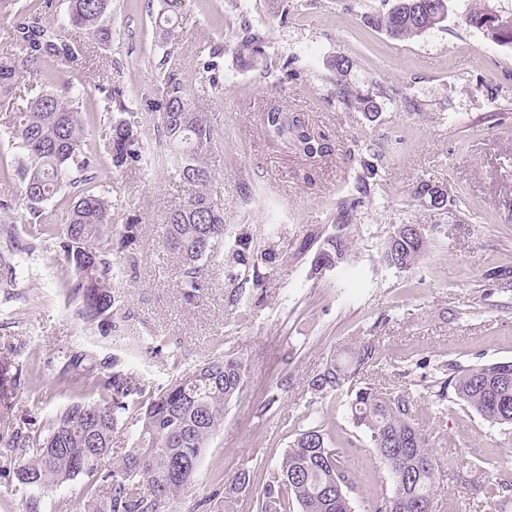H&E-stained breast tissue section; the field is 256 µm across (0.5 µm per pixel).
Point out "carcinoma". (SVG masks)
Masks as SVG:
<instances>
[{
    "label": "carcinoma",
    "mask_w": 512,
    "mask_h": 512,
    "mask_svg": "<svg viewBox=\"0 0 512 512\" xmlns=\"http://www.w3.org/2000/svg\"><path fill=\"white\" fill-rule=\"evenodd\" d=\"M178 0H162L156 25L163 37L174 32L172 19ZM50 0L18 7V0H0V15L14 16L6 31L10 49L0 53V98L16 95L25 77L46 83L18 109L7 126L8 138L22 154L12 170L0 164V173L20 180L28 223L38 235L60 240L73 272L71 298L80 304L84 320H106L117 328L128 318L122 311L113 281L124 271L140 234V219L128 204H117L111 192L98 189V172L136 174L148 170L150 146L141 139L138 113L128 104L122 87L110 80L94 82L93 91L105 103L109 131L102 144L85 136L91 114H82L89 82H68L62 89L48 85L52 66L79 65L81 45L68 26L84 31L100 45L112 43L108 17L112 0H69L68 25L46 22ZM448 0H396L371 24L393 39H409L442 23ZM264 33L243 21L236 31L234 53L242 66L262 56ZM172 46L163 54L159 84L142 98L147 110L159 113L158 144L168 153L169 178L192 187V193L169 208L157 224L161 247L176 260L177 287L188 303L197 302L209 288L207 263L223 259L224 277L231 288L229 302L237 304L262 287L277 262V250H258L246 224L224 223V208L212 193L215 173L206 161L218 137L207 113L200 109L198 91L187 83ZM224 47L199 49L194 70L202 90H224L220 60ZM283 85L298 78L284 59L264 70V78ZM336 100L346 109L363 104L375 108L347 87L336 84ZM264 134L308 158L333 151L325 133L311 131L305 115L271 104L262 113ZM349 156L356 162L351 198L339 206L350 216L370 197L379 178L382 155L363 151L353 142ZM440 188L419 182L414 196L437 200ZM71 202L64 223H56L49 207ZM432 231L422 224H397L385 243L380 260L403 272L426 255ZM350 225L336 224L328 234H307L296 256L311 255L310 270L320 274L334 269L350 252ZM379 364V351L371 341L347 343L317 373L305 381L314 403L329 395L348 397V419L374 448L386 469L390 491L372 502L370 512H437V481L441 462L434 443L415 423V396L408 390L388 391L362 381L364 372ZM73 374L60 381L69 385L91 382L97 399L74 401L48 418L31 435H13L10 448H26L14 468L20 485L33 492L84 477L91 486L85 512H199L195 502L177 510L193 482L200 459L224 426V409L245 389L241 359L225 355L205 360L145 396L132 384L117 360L102 373L81 356H69ZM435 391L438 405L450 401L479 415L492 426L512 430V360L474 365H452L442 377L425 386ZM140 415L141 428L131 448L118 459L110 457L118 414ZM301 416L294 440L282 457L279 472L261 488L255 487L254 468L241 466L219 484L224 512H234L239 499L251 495L256 512H355L351 492L356 478L346 461L329 444L322 426ZM490 472L482 481H469L473 500L490 512H512V473L486 460Z\"/></svg>",
    "instance_id": "1"
}]
</instances>
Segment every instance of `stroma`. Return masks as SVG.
Returning a JSON list of instances; mask_svg holds the SVG:
<instances>
[{"label": "stroma", "mask_w": 512, "mask_h": 512, "mask_svg": "<svg viewBox=\"0 0 512 512\" xmlns=\"http://www.w3.org/2000/svg\"><path fill=\"white\" fill-rule=\"evenodd\" d=\"M484 2L512 15V0H450L445 22L397 41L366 23L392 0H281L274 8L268 0H181L183 22L172 41L182 67L201 46H224V90L202 100L221 134L207 157L213 193L225 223L248 225L256 244L274 242L279 260L263 288L233 306L224 265L212 261L207 293L186 304L156 225L188 196V187L170 181L160 161L123 178L101 169L99 184L129 199L142 222L127 271L113 283L131 313L119 337L109 325L79 317L62 249L37 238L20 182L0 176V203L16 217L10 236H0V414L9 416L11 432L31 434L72 401L93 399L90 386L58 383L64 352L86 354L103 366L119 361L148 389L200 361L239 356L247 388L227 405L224 428L205 451L189 492L190 500L206 502L205 512H224L223 500L213 496L218 479L244 464L256 466L260 485L276 474L304 410L303 381L340 345L374 340L380 363L368 380L388 389L419 383L435 365L512 360V287L485 278L492 268H512V46L468 24L470 11ZM155 17L154 0H112L111 45L84 42L80 69L58 67L53 81L58 87L87 77L121 85L135 96L147 143L155 140L158 119L136 96L151 91L160 76L163 41ZM243 18L264 31L265 61L289 58L300 79L275 87L260 71L239 66L235 31ZM340 55L351 61L341 79L332 66ZM340 80L376 103V117L338 106ZM273 100L330 135L333 153L314 162L268 139L260 116ZM357 141L384 153L380 178L353 218L348 259L314 275L292 247L309 231L335 224L337 205L353 190L349 150ZM307 171L313 184L302 180ZM422 181L447 191V207L414 198ZM245 182L256 187L248 199L240 192ZM397 224L433 230L428 255L406 272L380 262ZM11 276L16 288L3 289ZM153 334L166 337L168 349L153 352ZM315 408L314 420L357 477L356 512H368L385 488L384 469L349 425L343 396L326 397ZM416 408V421L445 468L440 512H454L468 497L459 478L470 475L474 458L512 469V436L452 403L439 410L422 399ZM88 498L80 477L39 492L38 512H83Z\"/></svg>", "instance_id": "obj_1"}]
</instances>
